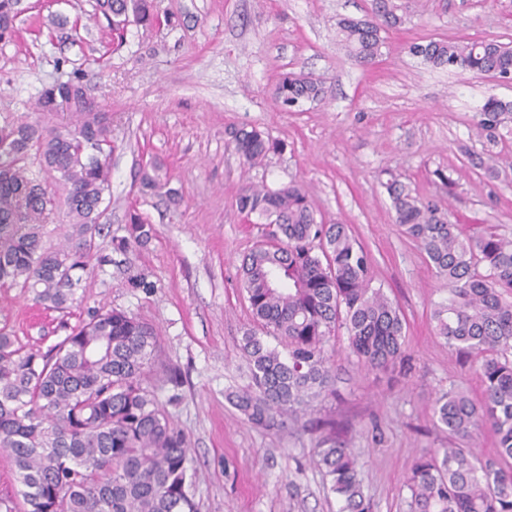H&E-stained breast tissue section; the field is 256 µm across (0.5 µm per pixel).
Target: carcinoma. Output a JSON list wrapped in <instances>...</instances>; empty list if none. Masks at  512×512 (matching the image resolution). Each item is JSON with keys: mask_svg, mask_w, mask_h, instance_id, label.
Listing matches in <instances>:
<instances>
[{"mask_svg": "<svg viewBox=\"0 0 512 512\" xmlns=\"http://www.w3.org/2000/svg\"><path fill=\"white\" fill-rule=\"evenodd\" d=\"M22 0H0V42L14 40ZM402 0H372L364 18H342L338 34L349 55L368 64L381 56L384 33L402 22ZM95 10L123 31L151 25L153 0H96ZM412 55L434 68L512 76V48L494 39L422 40ZM321 85L293 72L276 86L287 106L316 100ZM69 111L65 124L0 115V288L20 287L50 310L75 301L91 259L100 255L101 206L109 193L112 118L93 90L71 76L37 100L45 115ZM477 127L489 147L512 133V101L489 96ZM231 145L243 165L261 166L284 144L242 127ZM403 232L423 249L434 275L452 286L433 312L437 335L478 365L480 398L450 389L434 401L439 427L454 446L424 448L405 486L408 512H512V236L495 228L467 235L442 209L413 195L395 175L384 183ZM63 206L66 245H46L49 216ZM237 209L256 217L258 237L238 268L254 326L240 350L249 381L233 404L253 425L280 432L336 393L327 346L346 331L348 350L365 366L387 370L405 353L399 307L372 287L367 251L345 224H319L308 195L290 182L249 186ZM112 239L117 250L147 245L153 227L136 212ZM144 294L155 283L128 276ZM273 338L272 346L267 338ZM160 361L156 326L119 309L87 313L47 351L0 328V448L16 475L17 495L0 497V512H195L192 448L158 399L150 374ZM489 428L493 457L477 453L474 436ZM317 465L341 503L339 512H371L360 465L336 438V423H319Z\"/></svg>", "mask_w": 512, "mask_h": 512, "instance_id": "carcinoma-1", "label": "carcinoma"}]
</instances>
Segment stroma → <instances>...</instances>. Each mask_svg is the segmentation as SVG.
Segmentation results:
<instances>
[{
	"label": "stroma",
	"mask_w": 512,
	"mask_h": 512,
	"mask_svg": "<svg viewBox=\"0 0 512 512\" xmlns=\"http://www.w3.org/2000/svg\"><path fill=\"white\" fill-rule=\"evenodd\" d=\"M24 4L19 38L0 43V113L33 114L44 89L79 73L112 115L102 221L117 235L136 210L154 236L124 252L102 241L111 261L94 266L67 312L0 290V327L46 350L91 308L154 323L163 362L184 375L178 387L158 373L151 381L195 448L196 512H339L312 460L310 420L276 434L252 426L230 400L248 382L239 343L251 315L237 269L257 236L235 199L250 183L299 182L317 221L348 225L368 252L372 285L399 306L407 336L404 364L389 375L362 367L338 334L337 395L317 402L310 419H335L372 512H408L404 481L415 458L448 445L435 424L436 394L461 387L477 397L482 387L473 362L436 335L431 314L447 302L448 284L396 224L384 184L401 176L465 232L512 233V167L491 179L476 164L484 154L477 113L488 95L512 100V84L425 65L409 46L430 38L512 46V0H409L370 64L348 55L336 22L363 17L371 0H154L161 24H130L118 39L95 0ZM289 71L321 80L323 95L283 105L274 88ZM251 126L285 148L248 170L227 142ZM151 167L172 195L143 190ZM132 270L155 282L152 294L129 287Z\"/></svg>",
	"instance_id": "35a3bbf8"
}]
</instances>
